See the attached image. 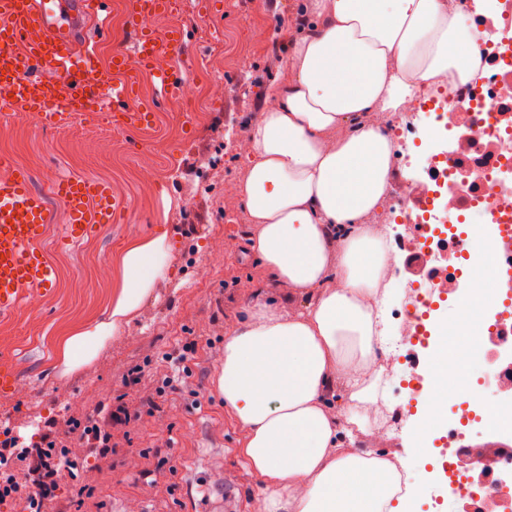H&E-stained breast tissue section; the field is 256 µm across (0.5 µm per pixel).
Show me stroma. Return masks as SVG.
Here are the masks:
<instances>
[{
	"label": "stroma",
	"mask_w": 512,
	"mask_h": 512,
	"mask_svg": "<svg viewBox=\"0 0 512 512\" xmlns=\"http://www.w3.org/2000/svg\"><path fill=\"white\" fill-rule=\"evenodd\" d=\"M301 0H182L178 30L185 34L184 55L169 64L183 78H202L214 44H222L226 82L236 88L222 103H203L191 121L179 118L173 101L161 103L149 131L117 132L107 125L41 130L0 122V157L31 171L38 188L53 175H89L106 180L127 212L108 233L60 250L45 244L60 267L55 295L21 307L0 319V362L22 382L0 398V428H13L25 443L40 440L54 424L64 445L79 446L73 421L95 415L100 404H122L132 419L113 430L107 457L87 453L78 479L63 477L54 500L41 512H68L73 485L85 488L81 512H198L200 485H224L236 498L235 512H252L258 480L243 467L240 427L216 388L224 338L245 317L257 291H266L280 308L288 291L271 285L266 269L249 250L256 232L238 203H225V182L246 173L237 152L249 137L256 111L265 107L263 91L273 81L292 77L284 60L285 33L298 21ZM110 38L97 26L84 37L97 44L100 63L110 66L112 49L128 41L118 0H106ZM111 154L98 152L103 137ZM159 144L155 160L160 178L152 193L139 184L141 152ZM166 234L169 271L143 303L138 316L112 338L91 364L69 376L60 374L64 336L105 319L121 284L118 255L130 243ZM232 238L223 267L206 277L198 271L211 250ZM111 269L101 279V265ZM183 358L187 372L164 395L156 390L168 361Z\"/></svg>",
	"instance_id": "stroma-1"
}]
</instances>
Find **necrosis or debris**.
Segmentation results:
<instances>
[{"label": "necrosis or debris", "mask_w": 512, "mask_h": 512, "mask_svg": "<svg viewBox=\"0 0 512 512\" xmlns=\"http://www.w3.org/2000/svg\"><path fill=\"white\" fill-rule=\"evenodd\" d=\"M463 10L477 38L478 73L457 86L447 79L409 99L405 110L418 123L399 124L385 113L376 125L418 148L420 174H401L387 200L405 224L395 240L403 262H388L385 276L405 282L392 319L405 354L378 352L377 363L406 379L413 397L428 396V419L444 450L441 468L457 512H512V0H446ZM224 55L210 59L204 82L184 83L174 97L179 111L199 98L215 102L233 93L221 71ZM496 286L475 288L483 271ZM479 320H472V312ZM433 365L415 367L422 352ZM498 394L479 405L486 381ZM492 434L478 451L467 427Z\"/></svg>", "instance_id": "4bbe7bcc"}]
</instances>
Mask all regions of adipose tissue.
Instances as JSON below:
<instances>
[{
	"label": "adipose tissue",
	"instance_id": "obj_1",
	"mask_svg": "<svg viewBox=\"0 0 512 512\" xmlns=\"http://www.w3.org/2000/svg\"><path fill=\"white\" fill-rule=\"evenodd\" d=\"M302 20L307 30L288 41L293 77L267 85L235 189L259 226L253 254L294 306L256 302L224 338L217 390L262 486L255 512H406L410 496L439 481L427 472L401 486L424 453L425 425L400 451L344 448L374 433L370 410L384 396L375 354L396 343L385 313L390 247L365 218L385 204L398 146L371 116L475 72L480 59L462 54L473 35L445 0H306ZM169 250L162 234L125 249L110 314L64 339L63 374L92 363L137 315L167 276Z\"/></svg>",
	"mask_w": 512,
	"mask_h": 512
}]
</instances>
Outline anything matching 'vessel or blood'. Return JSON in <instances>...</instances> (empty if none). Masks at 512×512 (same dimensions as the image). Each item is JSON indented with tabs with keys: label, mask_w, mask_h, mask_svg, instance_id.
<instances>
[{
	"label": "vessel or blood",
	"mask_w": 512,
	"mask_h": 512,
	"mask_svg": "<svg viewBox=\"0 0 512 512\" xmlns=\"http://www.w3.org/2000/svg\"><path fill=\"white\" fill-rule=\"evenodd\" d=\"M102 0H0V83L9 94L0 99V119L35 115L53 130L76 122L111 117L116 130H144L155 118L150 104L134 94V67L152 68L165 96H174L181 76L168 67L153 69L159 52L177 54L181 33H159L148 16L174 8V0H123L131 46L112 51L111 85L94 79L98 53L82 41L86 25L105 26ZM55 195L67 220L59 240L74 246L111 228L125 206L110 183L92 176H59ZM56 222L47 198L34 187L33 175L0 160V318L22 305L52 295L60 278L44 242Z\"/></svg>",
	"instance_id": "b4317fda"
}]
</instances>
